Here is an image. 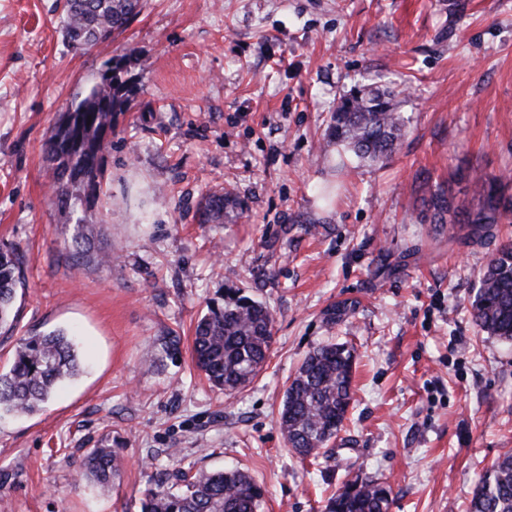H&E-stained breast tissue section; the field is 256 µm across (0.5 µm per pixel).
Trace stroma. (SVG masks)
I'll use <instances>...</instances> for the list:
<instances>
[{"label": "stroma", "mask_w": 512, "mask_h": 512, "mask_svg": "<svg viewBox=\"0 0 512 512\" xmlns=\"http://www.w3.org/2000/svg\"><path fill=\"white\" fill-rule=\"evenodd\" d=\"M64 0H0V249L23 255L15 329L72 330L84 373L34 415L0 416V512H141L178 472L236 466L261 512H326L345 480L390 486L389 512H468L512 454V342L471 303L512 224L475 241L434 224L429 189L476 211L473 176L512 169V0H146L77 50ZM127 101L98 188L53 194L48 142L109 60ZM399 91L400 148L360 167L321 143L340 100ZM241 206L203 224L206 193ZM231 289L274 315L264 370L226 395L195 367L192 327ZM355 311L327 324L325 310ZM330 342L355 349L353 403L329 461L289 451L288 380ZM112 449L121 477L81 469Z\"/></svg>", "instance_id": "stroma-1"}]
</instances>
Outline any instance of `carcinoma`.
<instances>
[{
  "label": "carcinoma",
  "mask_w": 512,
  "mask_h": 512,
  "mask_svg": "<svg viewBox=\"0 0 512 512\" xmlns=\"http://www.w3.org/2000/svg\"><path fill=\"white\" fill-rule=\"evenodd\" d=\"M142 0H67L64 34L76 48L88 49L124 31L140 13ZM118 88L96 83L87 97L64 113L49 140L57 162L55 198L66 207L73 180L95 191L102 154L112 145L105 132L112 129V112L121 106ZM402 101L391 92L343 97L331 116L326 146H336L356 161L374 166L384 162L407 132L409 117ZM500 176L472 180L483 206L464 216L468 237L492 236L493 226L512 222V200L496 193ZM237 205L230 191L206 196L201 223H221L224 211ZM431 223H454L458 211L438 187L428 201ZM22 260L15 250H0V329L13 326L16 290ZM354 305L341 302L326 310L329 324L349 316ZM471 315L481 331L512 342V243L504 242L489 256L479 274ZM274 318L259 301L239 293L222 305H210L198 320L192 359L209 382L231 394L246 386L264 366L272 342ZM354 348L335 343L310 353L284 394L279 426L299 457L331 458L328 443L343 430L353 400ZM80 364L72 339L62 331L23 336L10 366L0 370V413L33 414L42 410L56 387L76 377ZM86 476L101 485L112 482L119 468L112 450L96 448L82 461ZM178 487L155 485L144 491L141 512H259L264 492L246 472L230 468L218 472L189 471L177 475ZM391 488L372 479L348 480L327 502V512H388ZM470 512H512V454L498 459L473 491Z\"/></svg>",
  "instance_id": "1"
}]
</instances>
